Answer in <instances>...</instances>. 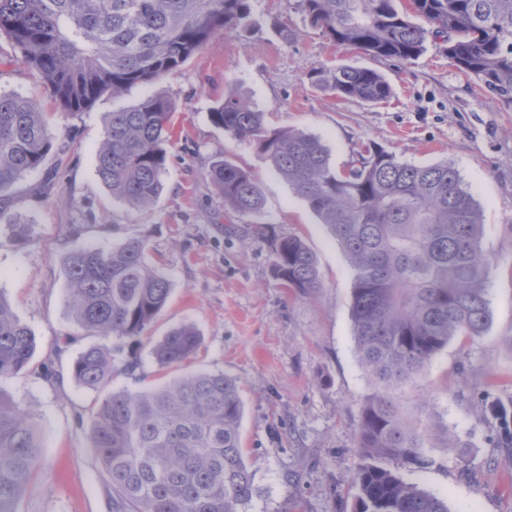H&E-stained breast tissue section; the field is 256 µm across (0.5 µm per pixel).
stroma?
Instances as JSON below:
<instances>
[{
    "label": "stroma",
    "instance_id": "35a3bbf8",
    "mask_svg": "<svg viewBox=\"0 0 512 512\" xmlns=\"http://www.w3.org/2000/svg\"><path fill=\"white\" fill-rule=\"evenodd\" d=\"M443 40L403 62L333 44L297 0H252L249 25L220 33L162 79L103 96L85 112L61 111L0 39V91L37 100L64 151L21 179L9 211L27 224L25 242L0 224V296L31 329L27 369L0 382V395L30 410L43 457L17 512H112L108 477L92 446L100 395L70 376L92 339L73 321L64 257L87 245L148 242V262L171 296L143 332L144 375H115L113 390L155 387L184 371L236 379L244 412L240 446L252 476L244 512H354L353 473L363 404L377 391L359 365L351 318L353 271L336 240L253 145L209 120L229 91L265 112L269 127L301 130L328 148L335 168L365 146L419 166H452L483 215L491 260L484 335L451 341L399 400L410 420H436L458 445L433 439L417 482L451 512H512V456L500 448L495 416L512 414V104L449 64ZM366 67L391 87L380 103L340 101L313 88L320 66ZM160 95L170 99L164 189L134 211L96 175L107 113ZM224 157L247 170L265 200V223L225 213L208 171ZM297 235L316 254L321 286L311 297L282 288L271 273L276 239ZM190 324L203 345L184 368L159 367L153 341ZM65 353H58V346Z\"/></svg>",
    "mask_w": 512,
    "mask_h": 512
}]
</instances>
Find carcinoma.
Returning a JSON list of instances; mask_svg holds the SVG:
<instances>
[{
    "mask_svg": "<svg viewBox=\"0 0 512 512\" xmlns=\"http://www.w3.org/2000/svg\"><path fill=\"white\" fill-rule=\"evenodd\" d=\"M252 0H0V38L39 78L65 112H83L102 96L159 80L180 68L219 32L244 24ZM312 26L332 43L372 57L410 61L428 36L446 42L448 60L497 98L512 102V0H299ZM311 84L339 99L380 102L391 89L378 72L355 66L317 68ZM173 103L150 96L108 113L96 174L131 210L161 195ZM212 125L248 142L325 224L349 259L351 317L362 367L379 391L363 406L361 459L353 476L355 512H450L448 502L399 474L430 464L427 448L448 430L410 422L396 397L413 390L456 336L478 337L489 324L485 284L490 261L481 246L482 214L458 172L446 163L416 166L367 146L338 170L327 147L301 131L271 129L264 113L231 92L209 113ZM38 104L0 93V223L26 227L7 204L17 181L63 150ZM209 177L224 208L262 219L263 197L244 169L212 162ZM148 243L129 239L104 250L82 248L64 260L74 322L97 341L71 374L104 395L94 448L112 490V512H243L253 485L240 448L243 414L237 381L200 372L143 391L112 390L117 373L135 376L136 342L165 306L171 282L146 260ZM272 273L302 296L321 288L315 254L297 236L273 245ZM192 325L172 329L152 347L161 367L199 349ZM34 336L0 296V381L22 374ZM36 417L0 393V512L31 484L42 458Z\"/></svg>",
    "mask_w": 512,
    "mask_h": 512,
    "instance_id": "cac0c4a2",
    "label": "carcinoma"
}]
</instances>
